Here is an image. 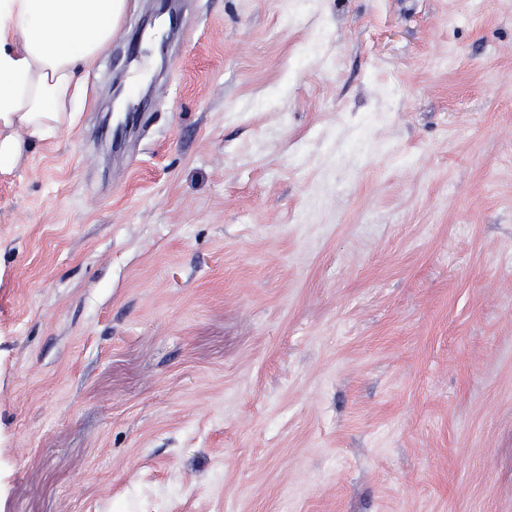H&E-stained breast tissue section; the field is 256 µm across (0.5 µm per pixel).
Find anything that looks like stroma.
<instances>
[{
  "mask_svg": "<svg viewBox=\"0 0 512 512\" xmlns=\"http://www.w3.org/2000/svg\"><path fill=\"white\" fill-rule=\"evenodd\" d=\"M128 0L0 173V512H512V0Z\"/></svg>",
  "mask_w": 512,
  "mask_h": 512,
  "instance_id": "obj_1",
  "label": "stroma"
}]
</instances>
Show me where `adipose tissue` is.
I'll return each mask as SVG.
<instances>
[{"instance_id": "ef3b65f1", "label": "adipose tissue", "mask_w": 512, "mask_h": 512, "mask_svg": "<svg viewBox=\"0 0 512 512\" xmlns=\"http://www.w3.org/2000/svg\"><path fill=\"white\" fill-rule=\"evenodd\" d=\"M126 0H0V170L57 131L81 71L111 43ZM24 129L27 140L14 129Z\"/></svg>"}]
</instances>
